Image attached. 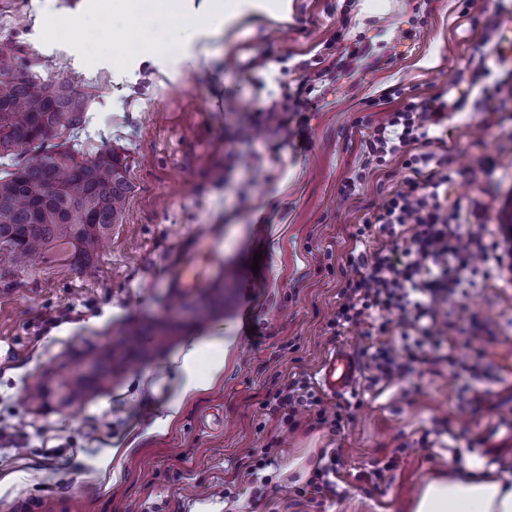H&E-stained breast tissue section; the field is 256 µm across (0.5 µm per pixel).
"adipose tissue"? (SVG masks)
Segmentation results:
<instances>
[{
    "label": "adipose tissue",
    "instance_id": "obj_1",
    "mask_svg": "<svg viewBox=\"0 0 512 512\" xmlns=\"http://www.w3.org/2000/svg\"><path fill=\"white\" fill-rule=\"evenodd\" d=\"M261 6L262 0H156L158 10L177 8L196 20L195 33L174 57V67L196 65L200 54L197 41L210 39L218 25ZM233 348L232 341L224 337L201 336L180 350L173 367L174 395L165 405L164 416L153 422L152 432H165L186 403L223 378ZM412 512H512V483L470 464L465 473L428 480L414 500Z\"/></svg>",
    "mask_w": 512,
    "mask_h": 512
}]
</instances>
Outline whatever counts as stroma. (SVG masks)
Instances as JSON below:
<instances>
[{
    "instance_id": "stroma-1",
    "label": "stroma",
    "mask_w": 512,
    "mask_h": 512,
    "mask_svg": "<svg viewBox=\"0 0 512 512\" xmlns=\"http://www.w3.org/2000/svg\"><path fill=\"white\" fill-rule=\"evenodd\" d=\"M512 0H292L288 19L249 16L225 27L194 69L143 63L169 50L193 20L136 10L138 47L99 39L111 20L100 0H0V69L64 85L88 108L79 129L52 145L84 157H125L132 191L120 224L87 275L35 259L0 282V512H411L426 478L474 460L512 478V57L495 47ZM361 52L298 99L299 65ZM133 68L118 79L107 65ZM406 100L458 99L443 131L452 180L470 227L494 229L501 266L468 271L466 297L448 305L455 365L409 381L323 395L297 429L266 403L291 377L312 380L323 355L369 337L334 336L338 285L359 224L408 175L402 158L364 170V140ZM354 181L355 191L341 189ZM212 252L201 287L175 293L169 272L189 252ZM142 328L144 355L103 393L62 406L29 398L64 375L75 353ZM168 338L156 346L154 333ZM235 337L223 379L198 395L167 435L147 430L172 395L170 366L190 339ZM491 390L494 409H472L467 389ZM339 419L332 428L331 419ZM448 419L450 433L436 435ZM139 437L112 485V446ZM284 453L252 488L245 465L271 441ZM339 451L337 493L302 503L297 490ZM392 462L384 482L369 474ZM235 492L225 501V491Z\"/></svg>"
}]
</instances>
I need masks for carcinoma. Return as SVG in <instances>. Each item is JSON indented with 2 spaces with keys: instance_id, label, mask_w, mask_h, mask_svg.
Instances as JSON below:
<instances>
[{
  "instance_id": "carcinoma-1",
  "label": "carcinoma",
  "mask_w": 512,
  "mask_h": 512,
  "mask_svg": "<svg viewBox=\"0 0 512 512\" xmlns=\"http://www.w3.org/2000/svg\"><path fill=\"white\" fill-rule=\"evenodd\" d=\"M85 102L72 91L52 95L49 87L25 77L0 80V158L20 146L36 154L0 177V258L18 272L35 258L69 261L89 268L100 241L121 222L131 184L128 164L104 150L87 161L44 146L49 128L79 126ZM139 335L120 337V348L98 347L90 373L73 372L53 387L39 384L38 396L53 393L73 404L101 392L112 380V367L138 356Z\"/></svg>"
}]
</instances>
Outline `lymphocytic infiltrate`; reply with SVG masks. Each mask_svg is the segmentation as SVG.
<instances>
[{
  "label": "lymphocytic infiltrate",
  "mask_w": 512,
  "mask_h": 512,
  "mask_svg": "<svg viewBox=\"0 0 512 512\" xmlns=\"http://www.w3.org/2000/svg\"><path fill=\"white\" fill-rule=\"evenodd\" d=\"M444 118L442 107L408 101L389 111L365 141L368 165L381 167L401 156L409 171L401 188L378 206L373 223L357 228L354 239L362 246L373 236L384 242L350 252L331 322L338 333L365 324L381 334L364 352L367 378L375 385L412 376L416 365L447 346L438 322L443 306L463 286L464 271L489 254L484 234L462 232L460 209L448 207L450 161L431 149L442 140ZM393 314L402 328L397 342L384 338ZM319 403L306 381L295 378L275 392L269 406L294 428L300 409Z\"/></svg>",
  "instance_id": "obj_1"
}]
</instances>
